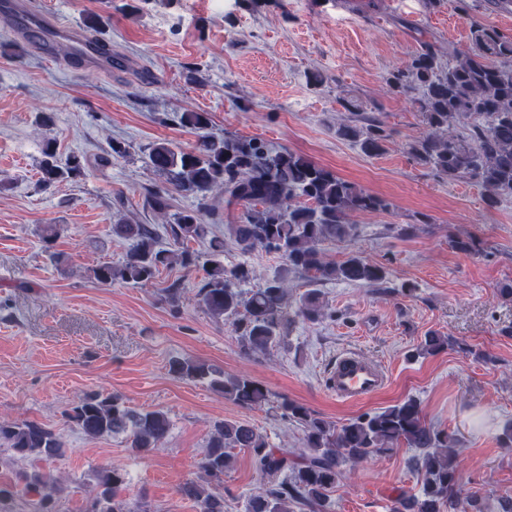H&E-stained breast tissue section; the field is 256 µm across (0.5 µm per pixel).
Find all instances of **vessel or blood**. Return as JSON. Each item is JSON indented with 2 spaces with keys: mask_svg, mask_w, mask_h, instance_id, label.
<instances>
[{
  "mask_svg": "<svg viewBox=\"0 0 512 512\" xmlns=\"http://www.w3.org/2000/svg\"><path fill=\"white\" fill-rule=\"evenodd\" d=\"M0 11L11 14L19 38L35 52L44 56L54 55L59 39L71 43L68 55L55 57L59 67L78 70L94 66L104 72L112 70V53L104 49L95 38L80 34L57 19L32 10L28 0H0ZM388 377L381 365L354 352L337 356L325 380L329 393L340 401H357L380 392Z\"/></svg>",
  "mask_w": 512,
  "mask_h": 512,
  "instance_id": "vessel-or-blood-1",
  "label": "vessel or blood"
}]
</instances>
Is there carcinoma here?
I'll return each instance as SVG.
<instances>
[{
    "mask_svg": "<svg viewBox=\"0 0 512 512\" xmlns=\"http://www.w3.org/2000/svg\"><path fill=\"white\" fill-rule=\"evenodd\" d=\"M387 91L404 98L419 113L423 131L405 144L406 153L418 164L448 181L469 180L481 187L486 206L494 208L512 200V34L470 19L469 45L448 46L443 60L438 46L423 41L412 58L383 78ZM353 117L337 124V135L359 146L367 156L387 150L392 130L375 113L344 101ZM211 119L206 112H183L180 124L200 132L190 149L158 142L149 149L150 164L170 175L171 188L150 193L149 203L166 221L172 192L190 196L196 207L173 217L169 225L174 248L158 247L157 234L149 224H116L113 231L132 247L116 267L101 264L92 270L102 284L116 281L145 285L161 270L179 265L188 268L197 256L188 243L205 234L199 214L208 207L207 193L224 192L226 206L240 205L242 213L224 225V236L241 253L257 249L280 255L288 270L316 281L337 280L355 284H382L386 267L358 252L341 261L329 259L326 242L354 238L357 215L386 211L390 203L347 182L307 157L287 149L274 150L258 138L205 133ZM41 182L45 185L81 175L88 160L73 155L65 166L56 161L51 139L42 147ZM206 277L197 289L199 304L217 319H230L245 355L264 353L288 338L299 320L318 322L326 305L316 290H308L295 303L289 301L285 280L243 291L241 285L256 277L244 262L224 264V240L209 242ZM453 345L451 338L429 333L417 346V354L433 355ZM170 371L177 377L206 381L224 398L246 409H260L269 392L248 375H224L203 362L174 359ZM281 418L298 424L304 433L305 451L288 458V451L272 448L254 427L224 419L212 432L195 462L198 479L188 480L178 493L196 505L198 512H224V473L230 469L231 450H246L259 478L260 491L247 500L245 512H327L328 493L340 482L342 466L394 450L401 444L418 450L417 471L423 478L419 499L402 496L392 512H450L464 496L458 469L460 440L427 424L420 403L408 399L374 414L359 416L337 429L304 404L283 399ZM75 427L90 439L124 434L131 447L147 455L168 437L172 422L162 410L139 411L116 396L92 394L66 412ZM0 442L18 460L62 455L63 436L34 420H0ZM18 479L34 495L25 509L6 510L11 495L0 488V512H58L56 493L63 476L38 470H22ZM126 473L104 465L97 471L92 512H134L122 492ZM466 497V496H464ZM471 512H484L478 497H466Z\"/></svg>",
    "mask_w": 512,
    "mask_h": 512,
    "instance_id": "obj_1",
    "label": "carcinoma"
}]
</instances>
